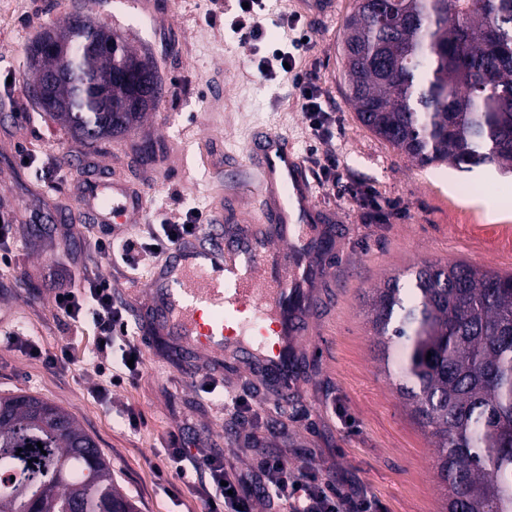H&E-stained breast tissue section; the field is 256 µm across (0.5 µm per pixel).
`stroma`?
<instances>
[{
    "mask_svg": "<svg viewBox=\"0 0 512 512\" xmlns=\"http://www.w3.org/2000/svg\"><path fill=\"white\" fill-rule=\"evenodd\" d=\"M120 35L152 61L163 95L131 132L91 144L51 120L28 93L27 50L73 7ZM354 0L309 23L312 44L295 72L262 71L274 50L288 51L282 17L293 0L263 11L260 40L242 47L231 25L238 0H0V217L13 224L11 266H0V334L20 332L44 349L69 346L74 362L49 370L0 346V395L24 392L71 413L97 441L119 490L140 512H198L195 488L165 491L156 467L169 432L188 425L182 445L223 457L238 471L257 470L274 452L314 456L345 492L364 494L375 512H443L436 451L373 351L363 294L414 264L465 262L512 274V177L491 167L459 171L420 167L364 128L347 100L339 44ZM318 85L330 103L333 138L312 135L297 104L295 73ZM260 130L288 135L303 163L314 152L336 155V184L317 187L324 225L323 275L296 341L299 372L287 404L244 373L225 376L250 413H227L221 394L183 381L191 353L170 341L143 343V374L98 398L103 379L90 356L91 328L59 319L55 294L83 275L103 276L116 301L135 309L147 297L156 263L136 274L109 264L98 239L117 233L138 246L162 219L195 208H231L251 184L247 147ZM110 177L141 187L143 215L128 224L74 223L70 214L85 181ZM138 431L121 423L126 409Z\"/></svg>",
    "mask_w": 512,
    "mask_h": 512,
    "instance_id": "35a3bbf8",
    "label": "stroma"
}]
</instances>
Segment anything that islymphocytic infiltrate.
Instances as JSON below:
<instances>
[{
    "instance_id": "obj_1",
    "label": "lymphocytic infiltrate",
    "mask_w": 512,
    "mask_h": 512,
    "mask_svg": "<svg viewBox=\"0 0 512 512\" xmlns=\"http://www.w3.org/2000/svg\"><path fill=\"white\" fill-rule=\"evenodd\" d=\"M203 221L202 213L192 209L184 220L161 225L159 231L152 233L144 251H137L131 239L116 235L99 241L97 249L103 258L134 270L141 262V253H165L181 240L199 233ZM54 307L62 320L94 325L98 331L97 354L119 352L121 362L113 366L108 384L99 387L100 395H109L111 386L123 379L134 380L141 375L142 348L132 339L127 309L114 300L108 280L98 276L83 279L76 287L58 292ZM185 432L182 426L170 431L172 446L166 449L164 461L175 479L186 480L192 471L203 475L198 490L200 512H253V500L245 492L253 484L275 498L285 512H372L371 499L337 490L311 460L293 461L287 452L279 451L265 460L259 473L231 472L225 469L222 457L202 450L193 455L180 447Z\"/></svg>"
}]
</instances>
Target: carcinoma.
<instances>
[{
  "label": "carcinoma",
  "instance_id": "1",
  "mask_svg": "<svg viewBox=\"0 0 512 512\" xmlns=\"http://www.w3.org/2000/svg\"><path fill=\"white\" fill-rule=\"evenodd\" d=\"M355 0L340 55L359 122L427 167L512 174V0ZM74 15L28 50L29 88L62 66L51 32L73 38L52 120L83 141L122 134L155 110L139 96L145 56L112 30L90 51ZM378 358L434 439L445 512H512V274L422 263L367 300ZM431 359H426V356ZM43 448H38V445ZM0 512H138L95 439L64 409L0 395Z\"/></svg>",
  "mask_w": 512,
  "mask_h": 512
}]
</instances>
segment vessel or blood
I'll list each match as a JSON object with an SVG mask.
<instances>
[{
    "label": "vessel or blood",
    "mask_w": 512,
    "mask_h": 512,
    "mask_svg": "<svg viewBox=\"0 0 512 512\" xmlns=\"http://www.w3.org/2000/svg\"><path fill=\"white\" fill-rule=\"evenodd\" d=\"M256 171L247 214L225 222L223 209L209 215L204 232L173 246L148 283L153 317L141 335L176 336L211 354L206 366L288 370V341L303 332L315 300L312 242L304 232L323 224L308 172L287 136L258 133L249 146ZM80 211L101 224L129 223L145 206L125 182H91Z\"/></svg>",
    "instance_id": "vessel-or-blood-1"
}]
</instances>
